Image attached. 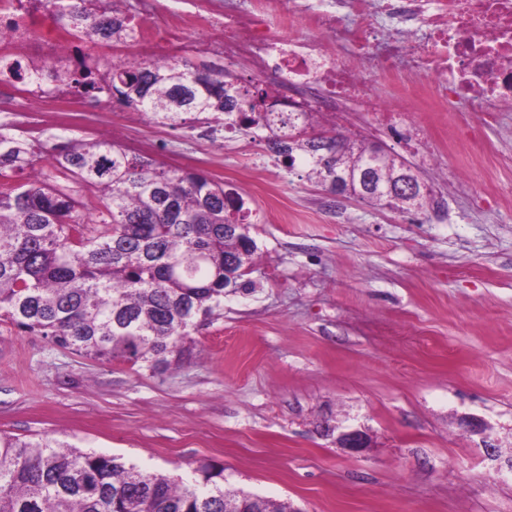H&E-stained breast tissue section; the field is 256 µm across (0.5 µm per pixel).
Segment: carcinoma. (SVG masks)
<instances>
[{
	"label": "carcinoma",
	"instance_id": "obj_1",
	"mask_svg": "<svg viewBox=\"0 0 512 512\" xmlns=\"http://www.w3.org/2000/svg\"><path fill=\"white\" fill-rule=\"evenodd\" d=\"M84 42L127 38L124 21L99 0H42ZM67 93L117 100L172 128L194 122L216 131L229 122L243 131L269 133L287 167L299 152L309 176L336 192V181L376 206L421 210L395 199L367 195L360 177L389 184L402 163L373 167L369 147L334 133L309 135L314 113L295 124L265 111L275 91H253L224 70L193 64H118L105 73L81 66L54 69ZM341 143L326 158L324 142ZM99 191L103 231H87L86 204L64 192L59 180ZM243 196L194 169L167 170L107 137L68 138L43 146L0 130V319L19 331L92 360L143 363L166 369L192 353L191 331L224 309V272L245 285L257 244L244 222ZM236 225L224 233V225ZM251 512H295L286 503L224 487V468L202 465L192 476L143 470L121 457L83 450L33 435L0 433V512H224V502Z\"/></svg>",
	"mask_w": 512,
	"mask_h": 512
}]
</instances>
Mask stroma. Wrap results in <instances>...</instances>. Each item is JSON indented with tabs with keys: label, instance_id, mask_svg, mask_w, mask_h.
<instances>
[{
	"label": "stroma",
	"instance_id": "1",
	"mask_svg": "<svg viewBox=\"0 0 512 512\" xmlns=\"http://www.w3.org/2000/svg\"><path fill=\"white\" fill-rule=\"evenodd\" d=\"M430 140L394 142L349 113L320 126L410 164L444 208L352 197L336 212L267 137L215 145L161 134L169 169L194 158L235 188L257 244L247 288L154 371L94 361L0 321V432L39 433L141 468L224 470L226 488L299 512H512V112H421ZM440 150L447 175L426 155ZM370 446L339 448L333 426Z\"/></svg>",
	"mask_w": 512,
	"mask_h": 512
}]
</instances>
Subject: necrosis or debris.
Instances as JSON below:
<instances>
[{"instance_id": "1", "label": "necrosis or debris", "mask_w": 512, "mask_h": 512, "mask_svg": "<svg viewBox=\"0 0 512 512\" xmlns=\"http://www.w3.org/2000/svg\"><path fill=\"white\" fill-rule=\"evenodd\" d=\"M120 14L132 31L122 47L101 43L115 64H181L202 54L246 66L257 82L300 87L279 111L345 112L356 107L403 141L426 129L409 97L433 111L476 104L485 118L512 112V0H187L165 10L161 0H136ZM75 31L57 27L36 0H0V56L29 62L61 57L71 66ZM50 71L30 72L24 94L31 109L15 115L11 77L0 76V125L43 138L70 126L99 132L112 126L100 107H74L53 86Z\"/></svg>"}]
</instances>
